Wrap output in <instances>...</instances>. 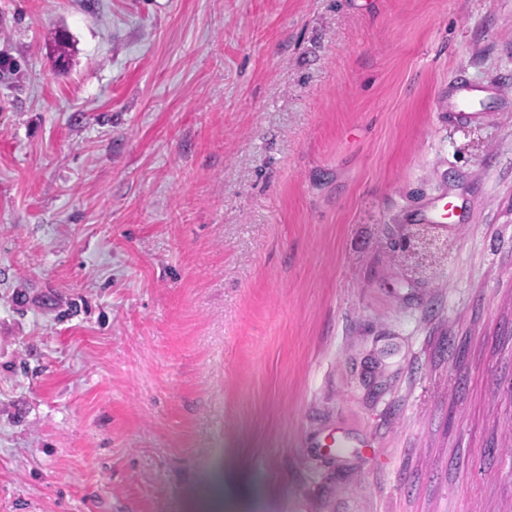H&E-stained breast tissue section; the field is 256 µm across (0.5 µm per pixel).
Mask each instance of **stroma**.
Instances as JSON below:
<instances>
[{
	"instance_id": "35a3bbf8",
	"label": "stroma",
	"mask_w": 512,
	"mask_h": 512,
	"mask_svg": "<svg viewBox=\"0 0 512 512\" xmlns=\"http://www.w3.org/2000/svg\"><path fill=\"white\" fill-rule=\"evenodd\" d=\"M0 512H512V0H0ZM398 256L403 259L413 258L415 265L430 266L443 253L437 249L436 238L431 235L428 227L420 226L408 229L397 242Z\"/></svg>"
}]
</instances>
